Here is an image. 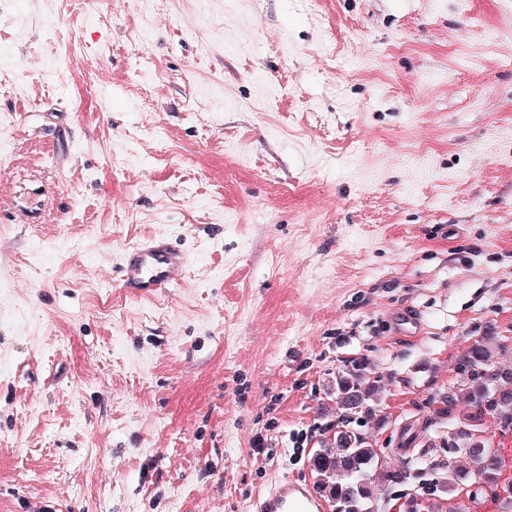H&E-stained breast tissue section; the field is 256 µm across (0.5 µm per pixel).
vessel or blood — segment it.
<instances>
[{
	"label": "vessel or blood",
	"mask_w": 512,
	"mask_h": 512,
	"mask_svg": "<svg viewBox=\"0 0 512 512\" xmlns=\"http://www.w3.org/2000/svg\"><path fill=\"white\" fill-rule=\"evenodd\" d=\"M186 265V255L169 239L150 237L124 253L119 270L125 288L153 296L180 285ZM255 512H324V502L309 484L283 478L258 497Z\"/></svg>",
	"instance_id": "obj_1"
}]
</instances>
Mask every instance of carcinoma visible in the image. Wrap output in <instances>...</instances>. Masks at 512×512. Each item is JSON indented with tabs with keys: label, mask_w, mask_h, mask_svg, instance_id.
<instances>
[{
	"label": "carcinoma",
	"mask_w": 512,
	"mask_h": 512,
	"mask_svg": "<svg viewBox=\"0 0 512 512\" xmlns=\"http://www.w3.org/2000/svg\"><path fill=\"white\" fill-rule=\"evenodd\" d=\"M491 358L490 343L483 339L459 360L458 371L466 379L463 399L469 411L457 418V430L448 439V447L476 463L478 477L495 490L499 459L478 426L482 418L491 415L501 427L512 429V370L491 367ZM375 400L376 385L361 366L337 376L336 404L345 417L371 410ZM378 464L377 452L368 439L346 424L336 428L330 443L316 450L311 461L319 489L330 497L335 512H372L369 503L374 490L369 474Z\"/></svg>",
	"instance_id": "carcinoma-1"
}]
</instances>
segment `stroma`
I'll list each match as a JSON object with an SVG mask.
<instances>
[{
    "label": "stroma",
    "instance_id": "stroma-1",
    "mask_svg": "<svg viewBox=\"0 0 512 512\" xmlns=\"http://www.w3.org/2000/svg\"><path fill=\"white\" fill-rule=\"evenodd\" d=\"M510 13L0 0V512H253L315 482L354 360L378 386L355 429L399 470L411 427L427 462L372 471L374 512H512L446 492L473 464L441 413L482 336L512 369ZM154 235L185 283L130 297L121 255Z\"/></svg>",
    "mask_w": 512,
    "mask_h": 512
}]
</instances>
